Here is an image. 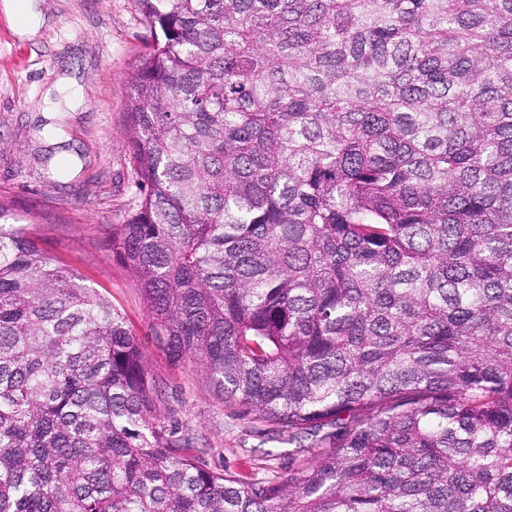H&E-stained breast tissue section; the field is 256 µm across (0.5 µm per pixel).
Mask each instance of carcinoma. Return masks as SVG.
Returning a JSON list of instances; mask_svg holds the SVG:
<instances>
[{"mask_svg":"<svg viewBox=\"0 0 512 512\" xmlns=\"http://www.w3.org/2000/svg\"><path fill=\"white\" fill-rule=\"evenodd\" d=\"M138 2L112 257L172 362L322 451L208 468L0 206V512H512V0Z\"/></svg>","mask_w":512,"mask_h":512,"instance_id":"carcinoma-1","label":"carcinoma"}]
</instances>
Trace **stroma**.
<instances>
[{
    "label": "stroma",
    "instance_id": "35a3bbf8",
    "mask_svg": "<svg viewBox=\"0 0 512 512\" xmlns=\"http://www.w3.org/2000/svg\"><path fill=\"white\" fill-rule=\"evenodd\" d=\"M40 10L46 23L30 41L0 13V203L30 226L48 256L79 271L125 315L165 406L209 468L245 482L288 476L314 449L290 454L224 399L198 364L172 363L152 334L138 286L108 248L113 225L125 223L141 199L126 108L128 76L151 49L137 0H40ZM63 71L77 78L84 97L79 111L58 116L82 159L70 179L52 174L54 148L41 133L40 104ZM269 450L276 459H266Z\"/></svg>",
    "mask_w": 512,
    "mask_h": 512
}]
</instances>
